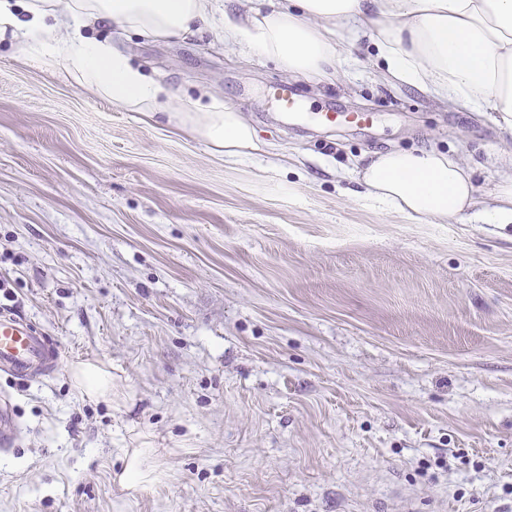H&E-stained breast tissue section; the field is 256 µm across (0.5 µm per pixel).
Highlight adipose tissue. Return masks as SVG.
I'll return each instance as SVG.
<instances>
[{"label": "adipose tissue", "instance_id": "obj_1", "mask_svg": "<svg viewBox=\"0 0 512 512\" xmlns=\"http://www.w3.org/2000/svg\"><path fill=\"white\" fill-rule=\"evenodd\" d=\"M0 0V41L18 55L66 69L96 93L132 112L175 108L180 127L225 157L261 148L252 125L234 106L191 107L147 78L107 40L84 35L92 24L120 32L180 40L209 26V0ZM373 38L394 82L454 107L494 112L512 131V0H291L288 8L224 17V38L278 62L291 75L316 80L336 70V28ZM366 199L416 219L448 221L475 204L469 169L435 149L373 153L357 172ZM146 448L125 451L121 485L160 483Z\"/></svg>", "mask_w": 512, "mask_h": 512}]
</instances>
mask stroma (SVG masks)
I'll list each match as a JSON object with an SVG mask.
<instances>
[{
    "label": "stroma",
    "instance_id": "1",
    "mask_svg": "<svg viewBox=\"0 0 512 512\" xmlns=\"http://www.w3.org/2000/svg\"><path fill=\"white\" fill-rule=\"evenodd\" d=\"M214 6L183 40L94 35L238 108L261 154L224 158L0 42V313L60 356L0 374L20 422L0 512H512V224L394 214L352 178L366 153L434 148L483 208L512 132L383 81L363 35L338 32L330 80L289 77L225 42L249 0ZM286 82L347 121L287 123L268 98ZM83 363L109 397L79 390ZM126 448L164 481L123 488ZM78 386L90 397H107L112 391V379L102 367L87 363L77 369Z\"/></svg>",
    "mask_w": 512,
    "mask_h": 512
}]
</instances>
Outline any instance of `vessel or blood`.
I'll return each mask as SVG.
<instances>
[{
  "mask_svg": "<svg viewBox=\"0 0 512 512\" xmlns=\"http://www.w3.org/2000/svg\"><path fill=\"white\" fill-rule=\"evenodd\" d=\"M276 109L289 119L302 117L299 104L288 85L273 88L269 95ZM58 364L56 349L47 336L34 325L13 315L0 313V371L19 379L28 380L49 371ZM17 432V416L9 399L0 400V445L9 446Z\"/></svg>",
  "mask_w": 512,
  "mask_h": 512,
  "instance_id": "vessel-or-blood-1",
  "label": "vessel or blood"
}]
</instances>
